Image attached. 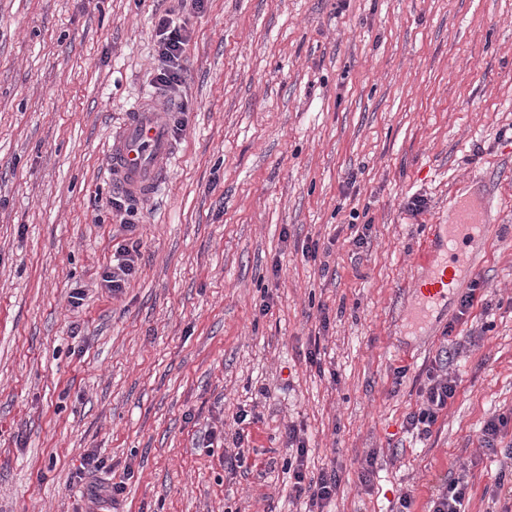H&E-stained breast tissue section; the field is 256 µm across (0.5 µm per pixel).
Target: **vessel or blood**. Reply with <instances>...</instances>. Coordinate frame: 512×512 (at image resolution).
<instances>
[{
	"label": "vessel or blood",
	"instance_id": "obj_1",
	"mask_svg": "<svg viewBox=\"0 0 512 512\" xmlns=\"http://www.w3.org/2000/svg\"><path fill=\"white\" fill-rule=\"evenodd\" d=\"M169 141L153 103L138 104L127 113L112 136L107 168L119 190L135 196H152L165 173ZM490 226L480 211L467 206L456 209L447 223L427 228L415 256L424 274L413 285L414 302L407 318L421 322L446 301L451 293L450 271L469 264L466 244L486 237Z\"/></svg>",
	"mask_w": 512,
	"mask_h": 512
}]
</instances>
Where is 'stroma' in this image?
Here are the masks:
<instances>
[{"instance_id": "1", "label": "stroma", "mask_w": 512, "mask_h": 512, "mask_svg": "<svg viewBox=\"0 0 512 512\" xmlns=\"http://www.w3.org/2000/svg\"><path fill=\"white\" fill-rule=\"evenodd\" d=\"M177 5L0 0V512H79L119 481V512H304L283 468L291 422L308 474L342 476L330 512H397L407 487L428 512L461 473L467 512H512L495 493L512 471L477 442L512 409V0L184 13L192 110L136 202L142 256L113 298L101 275L123 215L103 204L104 155L128 109L161 97L154 25ZM476 192L485 300L464 314L451 295L413 327L424 229ZM441 357L458 391L420 438L406 418ZM241 409L255 417L239 426ZM239 429L245 477L224 467ZM91 453L104 469H84Z\"/></svg>"}]
</instances>
